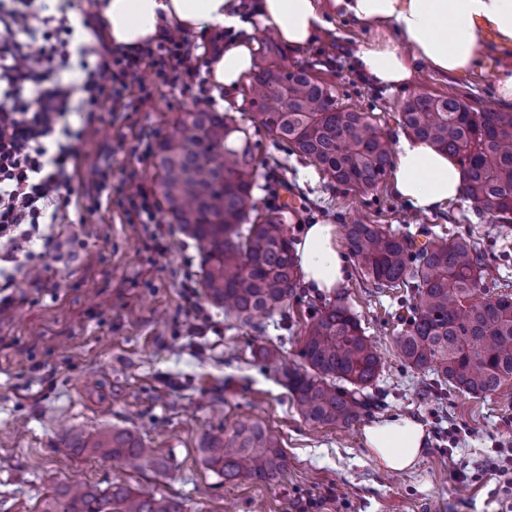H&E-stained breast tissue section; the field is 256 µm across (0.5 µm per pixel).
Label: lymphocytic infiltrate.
<instances>
[{
	"label": "lymphocytic infiltrate",
	"instance_id": "1",
	"mask_svg": "<svg viewBox=\"0 0 512 512\" xmlns=\"http://www.w3.org/2000/svg\"><path fill=\"white\" fill-rule=\"evenodd\" d=\"M35 2L0 8V314L16 301L5 264L33 259L29 246L40 225L56 223L71 205L72 146L86 127L112 112L138 111L159 84L186 85L200 74L199 57L170 32L137 54L104 45L71 51L68 18H39ZM17 31L42 41L39 56L14 39ZM72 64L83 74L78 99L59 76ZM72 112L83 114V125L67 123Z\"/></svg>",
	"mask_w": 512,
	"mask_h": 512
}]
</instances>
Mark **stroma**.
<instances>
[{
	"mask_svg": "<svg viewBox=\"0 0 512 512\" xmlns=\"http://www.w3.org/2000/svg\"><path fill=\"white\" fill-rule=\"evenodd\" d=\"M325 37L287 51V65L306 66L334 79L347 108L367 113L397 143L403 99L416 93L455 97L480 109L497 104L491 74L504 59L490 52L483 71L442 75L418 64L412 85L393 91L373 86L353 63L374 31L336 17ZM196 106L192 94L161 85L139 111L89 128L74 147L72 199L54 227L74 246L46 256L39 284L22 279L17 301L0 314V512H37L51 488L85 483L171 495L185 512H501L497 477L455 480L458 469L475 472L497 448H512V384L473 398L434 386L433 375L407 367L394 339L407 315L398 291H374L351 271L341 293L374 341L383 373L372 389L378 401L346 429L313 426L296 411L279 383L276 365L254 361L263 344L280 349V362L298 361L310 292L301 301L261 318L259 328L227 320L205 298L201 251L178 232L165 209L157 220L163 239L124 213L126 192L93 204L101 167L113 179L137 173L138 183L158 188L152 158L112 154L117 139L143 137L150 145L172 134ZM266 165L259 171L280 190L299 239L303 225H340L356 216L394 232L426 227L441 236H465L487 257L486 283L512 294V227L488 223L470 203L410 221V207L390 182L364 193L337 190L324 176L301 180L304 157L286 151L264 131L253 134ZM404 415L422 423L427 444L408 471L382 469L363 444L366 426ZM240 419L258 420L277 437L288 459L280 483L224 482L200 453L204 433ZM464 429L456 446L440 435ZM126 428L140 433L165 460L162 471L133 469L82 455L63 459V435Z\"/></svg>",
	"mask_w": 512,
	"mask_h": 512,
	"instance_id": "35a3bbf8",
	"label": "stroma"
}]
</instances>
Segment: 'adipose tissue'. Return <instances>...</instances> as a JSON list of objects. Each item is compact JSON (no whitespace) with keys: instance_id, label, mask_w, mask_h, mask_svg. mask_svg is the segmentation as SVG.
<instances>
[{"instance_id":"adipose-tissue-1","label":"adipose tissue","mask_w":512,"mask_h":512,"mask_svg":"<svg viewBox=\"0 0 512 512\" xmlns=\"http://www.w3.org/2000/svg\"><path fill=\"white\" fill-rule=\"evenodd\" d=\"M343 13L378 33L377 41L355 54L356 68L384 89L411 83L417 63L462 76L479 72L489 45L512 50V0H259L254 20L244 19L235 0H97L104 35L116 48L139 52L163 30L207 34L240 31L238 40L212 54L214 88L233 91L252 68L254 24L272 29L288 47L300 49L330 29ZM463 172L447 153L414 137L400 136L392 191L413 208L429 213L462 195ZM301 284L318 297L342 287L348 259L335 225H306L296 245ZM423 424L395 416L366 426L363 442L381 468L404 471L420 458Z\"/></svg>"}]
</instances>
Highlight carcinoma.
I'll return each mask as SVG.
<instances>
[{
	"mask_svg": "<svg viewBox=\"0 0 512 512\" xmlns=\"http://www.w3.org/2000/svg\"><path fill=\"white\" fill-rule=\"evenodd\" d=\"M280 56L273 38L263 35L257 71L243 92L250 120L313 162L338 189L376 188L392 167L387 136L366 113L346 108L336 85L308 68L284 65ZM398 123L457 161L463 200L491 223L512 225V112L475 110L457 98L419 93L403 100ZM257 149L234 119L198 108L160 140L154 155L172 223L200 246L206 298L241 325L298 297V264L285 228L288 205L262 214L253 195ZM345 243L373 288L410 290L409 317L395 339L406 365L473 397L492 395L512 379V296L488 294L486 264L469 238L433 234L418 244L410 232L355 220L345 224ZM310 308L301 363L280 365V383L304 419L346 428L372 407L368 389L382 364L345 298ZM64 447L67 456L122 460L135 468L163 465L158 450L127 429L67 437ZM201 453L226 483L273 486L288 466L278 440L257 422L208 430ZM38 512L184 509L173 496L71 484L46 493Z\"/></svg>",
	"mask_w": 512,
	"mask_h": 512,
	"instance_id": "cac0c4a2",
	"label": "carcinoma"
}]
</instances>
